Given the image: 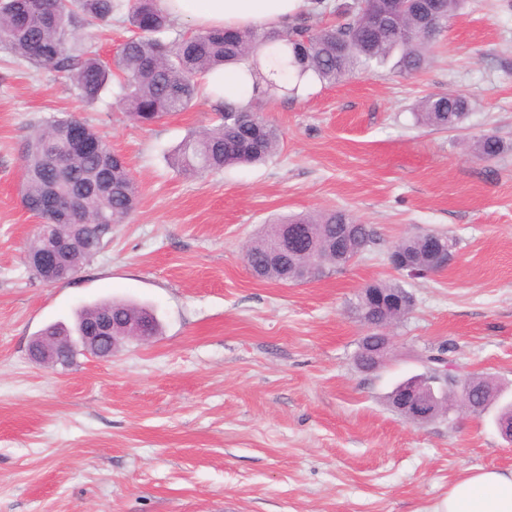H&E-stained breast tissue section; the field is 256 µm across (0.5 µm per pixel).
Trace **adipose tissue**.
Masks as SVG:
<instances>
[{"label": "adipose tissue", "mask_w": 512, "mask_h": 512, "mask_svg": "<svg viewBox=\"0 0 512 512\" xmlns=\"http://www.w3.org/2000/svg\"><path fill=\"white\" fill-rule=\"evenodd\" d=\"M176 21L206 29L266 27L280 29L299 13L302 0H160ZM206 94L215 103L239 100L251 89L244 67L229 65L202 77ZM430 512H512V471L475 469L457 479Z\"/></svg>", "instance_id": "ef3b65f1"}]
</instances>
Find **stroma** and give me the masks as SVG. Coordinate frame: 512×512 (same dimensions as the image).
<instances>
[{
  "label": "stroma",
  "mask_w": 512,
  "mask_h": 512,
  "mask_svg": "<svg viewBox=\"0 0 512 512\" xmlns=\"http://www.w3.org/2000/svg\"><path fill=\"white\" fill-rule=\"evenodd\" d=\"M460 94L456 129L420 123L418 101ZM120 84L82 103L65 74L0 48V512H427L476 468L512 470L492 415L455 410L425 425L386 395L447 348L459 374L512 397V0H465L425 68L372 65L259 103L280 131L260 165L185 178L170 156L216 106L141 127ZM84 118L123 154L137 209L69 280L23 261L38 220L21 199L23 145L50 117ZM509 146L479 160L474 141ZM342 210L378 238L351 264L301 284L254 278L246 244L286 215ZM456 237L442 271L413 278L387 254L399 238ZM399 282L412 312L382 368L362 372L353 304ZM150 306L161 332L112 359L35 362L45 326L101 301Z\"/></svg>",
  "instance_id": "obj_1"
}]
</instances>
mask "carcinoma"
I'll return each mask as SVG.
<instances>
[{"label": "carcinoma", "instance_id": "cac0c4a2", "mask_svg": "<svg viewBox=\"0 0 512 512\" xmlns=\"http://www.w3.org/2000/svg\"><path fill=\"white\" fill-rule=\"evenodd\" d=\"M463 0H344L331 4L314 0L313 10L330 11L341 18L334 26L309 28L295 17L280 31L240 30L238 39L227 41L224 30L194 31L165 41L162 35L172 28V19L157 0H135L125 7L123 0H0V46L28 67H52L69 76L78 96L87 104L102 98L112 77L122 78L123 102L129 117L140 125L185 112L193 106L198 79L228 64L250 67L253 86L246 101L224 100L218 124L204 127L186 137L174 155V164L190 179L218 172L227 166L256 164L269 157L279 141V131L267 120L259 124L243 122L244 114H256L255 104L277 90L295 93L306 79L336 84L357 69L398 55L397 66L411 74L427 63V53L435 35L454 16ZM128 9L127 21L134 35L120 47L112 62L100 58L94 35L79 39V27L102 25ZM278 62L283 79L274 80L261 70L260 52ZM470 110L462 95H428L420 104L418 120L428 126L453 129ZM74 116L47 120L27 139L23 149L22 203L45 224H57L52 195H64L78 184L85 186L79 196L80 221L87 225L92 240L88 250L74 253L67 273L57 281L77 273L81 266L107 243L112 225L124 223L138 204L139 190L128 165L112 146L88 123H83L86 141L100 150H85L65 138ZM508 146L496 135L486 134L475 144L481 159L491 161ZM64 157L65 175H60L57 158ZM300 225L301 242L309 252L288 258V269L306 263L312 256L325 266L336 267L334 254L341 248L352 258L375 243L377 231L357 224L341 210L315 216L299 215L282 220ZM270 235L263 231L247 246L245 265L261 266L266 261ZM393 248L406 254L418 274L430 272V262L416 236L403 237ZM97 302L82 307L69 334H79L90 322ZM113 316L122 321L146 323L152 335L159 332L155 315L143 306L112 303ZM409 314L405 309L380 308L372 317L391 325Z\"/></svg>", "mask_w": 512, "mask_h": 512}]
</instances>
